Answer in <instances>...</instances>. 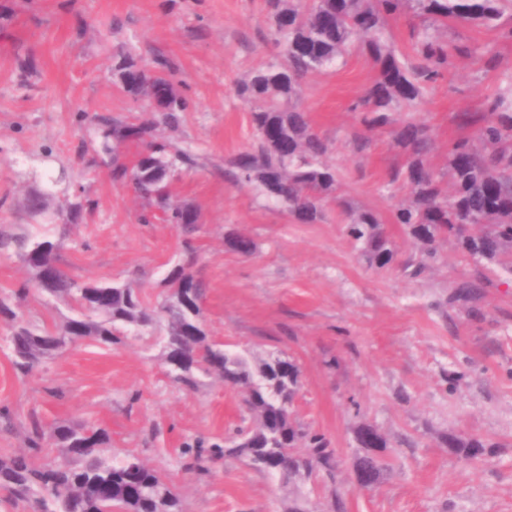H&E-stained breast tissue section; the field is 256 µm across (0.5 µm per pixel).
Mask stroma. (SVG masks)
Listing matches in <instances>:
<instances>
[{
	"mask_svg": "<svg viewBox=\"0 0 512 512\" xmlns=\"http://www.w3.org/2000/svg\"><path fill=\"white\" fill-rule=\"evenodd\" d=\"M267 27L264 0H0V228L42 232L76 194L87 195L97 206L64 240L62 262L77 280L162 296L182 244L169 225L139 223L141 201L113 184L96 128L76 115L137 116L139 103L113 81L116 55L171 57L191 100L175 146L198 156L172 195L199 216L195 269L209 285L202 322L211 341L250 364L279 354L297 366L293 416L329 440L335 476L285 486L242 456L205 475L183 471L184 441L224 439L248 411L243 390L220 379L192 392L172 384L154 332L112 349L81 343L23 377L0 327V406L15 418L0 432V457L25 450L33 414L107 429L113 458L134 455L167 475L185 512H332L338 492L347 512H512V277L489 273L478 302L452 301L456 283L481 270L453 242H441L438 262L412 277L402 267L412 248L390 223L398 261L379 270L344 236L334 208L320 223L301 224L225 180V161L252 141L236 85L272 60ZM448 37L490 46L497 68L458 59L418 106L439 155L449 141L475 136L456 114L483 111L496 72L512 71V41L479 28ZM373 77L365 57L351 54L340 69L309 76L301 104L330 142L326 161L341 171L346 196L389 217L396 201L378 190L395 160L388 136L373 133L361 158L349 145V105ZM32 194L43 195L44 216L27 214ZM232 231L251 237V256L226 248ZM460 372L464 380L450 389ZM365 425L396 450L367 492L351 481ZM460 432L492 444L491 454L476 465L458 461L442 439Z\"/></svg>",
	"mask_w": 512,
	"mask_h": 512,
	"instance_id": "stroma-1",
	"label": "stroma"
}]
</instances>
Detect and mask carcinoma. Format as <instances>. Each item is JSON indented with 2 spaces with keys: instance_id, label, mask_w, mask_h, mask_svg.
Wrapping results in <instances>:
<instances>
[{
  "instance_id": "obj_1",
  "label": "carcinoma",
  "mask_w": 512,
  "mask_h": 512,
  "mask_svg": "<svg viewBox=\"0 0 512 512\" xmlns=\"http://www.w3.org/2000/svg\"><path fill=\"white\" fill-rule=\"evenodd\" d=\"M269 27L266 39L278 50L281 62L255 69L237 85L239 98L249 106L253 129L250 147L227 161V176L237 184H250L260 194L281 205L302 224L323 220L328 206H336L345 235L366 262L379 269L391 265L397 251L388 235L387 219L373 208H360L342 192L340 171L327 164L330 144L313 127L300 105L305 79L318 71L345 64L352 50L362 52L377 70V77L351 105L356 125L350 135L353 152L364 155L368 133L388 134L398 162L386 176L383 190L405 188L407 199L395 206L393 223L415 247L403 263L416 276L439 259L438 243L454 239L464 257L512 274V72L498 77L484 100V112L475 119L476 140L458 139L448 144L442 167L431 162L434 132L426 123L394 114L412 112L428 92L455 68L461 55L478 56L488 68L494 58L479 45H456L443 30L455 26L494 30L512 39V0H264ZM412 16L418 23L409 32V46L400 48L390 34L391 22ZM174 61L157 53L145 60L132 53L117 56L112 76L134 100L157 79L170 82V94L146 108L149 117L135 121L95 115L101 153L112 164V180L133 191L143 202L138 214L151 224L155 213H169L168 224L182 239L184 250L194 254L199 231L198 213L186 203L171 199L169 183L181 170L197 166L189 150H175L165 132L179 130L189 99L175 85ZM140 145L134 160L123 149ZM95 202L87 197L69 207L63 225L79 224ZM225 246L239 254L254 249L250 237L231 233ZM14 247L23 258L28 278L0 298V324L9 331L11 364L21 376L31 375L44 361L64 355L85 340L105 347L121 345L155 323L163 330L164 355L173 361L169 379L188 391L216 375L246 392L245 404L255 425H239L228 433L235 443L198 437L183 443L182 467L204 474L227 455L247 457L259 469L287 485L336 468L334 450L326 438L297 424L292 401L298 375L279 368L276 355L252 367L240 353L211 342L192 313H200L208 284L189 261L176 263L164 281L163 298L148 303L141 290L128 283L97 280L79 282L57 258L59 244L45 235L0 231V251ZM480 278L461 281L458 297L477 300ZM49 305L63 303L70 315L62 323L36 327L25 317L29 296ZM376 446L356 460V466L378 482L386 471L382 451L387 442L375 433ZM111 443L101 427L56 422L45 427L31 416L27 451L0 459V491L8 503L25 502L32 512H183L182 503L167 476L133 457L112 461L103 454ZM449 451L466 465L488 455V445L463 434L445 440ZM54 448L68 462L40 461ZM135 468L141 490L133 496L120 486Z\"/></svg>"
}]
</instances>
